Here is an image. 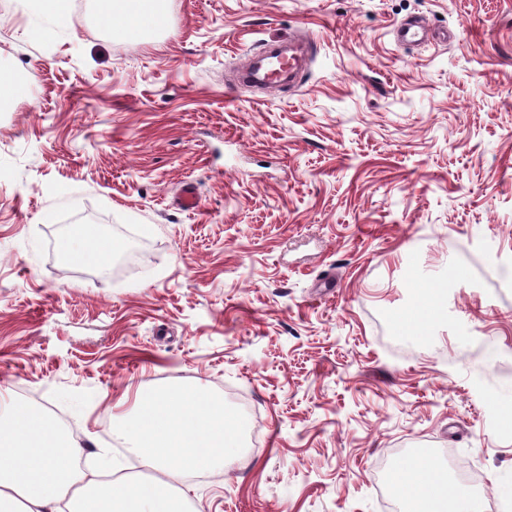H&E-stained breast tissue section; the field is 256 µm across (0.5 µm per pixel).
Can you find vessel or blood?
I'll return each instance as SVG.
<instances>
[{"instance_id":"obj_1","label":"vessel or blood","mask_w":512,"mask_h":512,"mask_svg":"<svg viewBox=\"0 0 512 512\" xmlns=\"http://www.w3.org/2000/svg\"><path fill=\"white\" fill-rule=\"evenodd\" d=\"M427 25L403 21L396 26V37L404 45L419 44L429 40ZM305 62L303 51L295 44L273 43L255 50L247 63L243 80L272 89L293 84Z\"/></svg>"}]
</instances>
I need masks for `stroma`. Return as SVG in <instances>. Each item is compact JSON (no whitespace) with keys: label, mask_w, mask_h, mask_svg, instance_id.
Instances as JSON below:
<instances>
[{"label":"stroma","mask_w":512,"mask_h":512,"mask_svg":"<svg viewBox=\"0 0 512 512\" xmlns=\"http://www.w3.org/2000/svg\"><path fill=\"white\" fill-rule=\"evenodd\" d=\"M26 2L0 0V393L87 472L133 468L138 388L223 396L253 443L189 478L194 512H390L412 449L512 503L483 425L512 407V0H167L135 41L93 0ZM405 18L452 38L397 44ZM288 38L298 85L234 82ZM83 224L108 270L58 253ZM419 284L445 317L401 332Z\"/></svg>","instance_id":"obj_1"}]
</instances>
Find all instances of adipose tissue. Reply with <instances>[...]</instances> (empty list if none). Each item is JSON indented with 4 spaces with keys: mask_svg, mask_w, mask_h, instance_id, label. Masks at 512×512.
Instances as JSON below:
<instances>
[{
    "mask_svg": "<svg viewBox=\"0 0 512 512\" xmlns=\"http://www.w3.org/2000/svg\"><path fill=\"white\" fill-rule=\"evenodd\" d=\"M158 0H97L114 34L147 33ZM66 255L108 267L112 246L92 224L61 243ZM135 415L117 433L141 459L147 475L114 476L102 457L104 478L76 472L84 448L43 413L0 402V512H190L186 477L223 470L241 445L240 422L223 398L199 386L137 390ZM391 484L403 512H483L480 501L454 485L430 458L413 457L396 468Z\"/></svg>",
    "mask_w": 512,
    "mask_h": 512,
    "instance_id": "ef3b65f1",
    "label": "adipose tissue"
}]
</instances>
